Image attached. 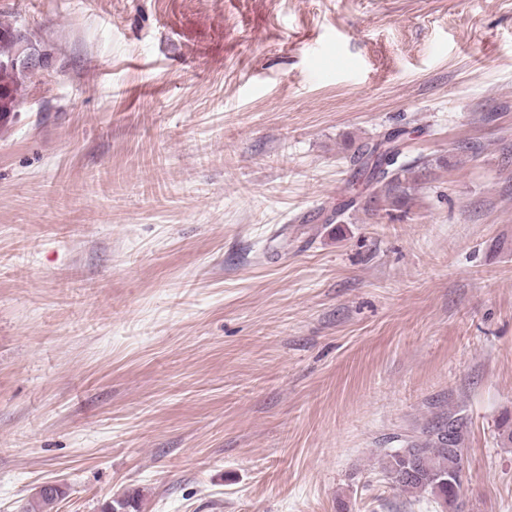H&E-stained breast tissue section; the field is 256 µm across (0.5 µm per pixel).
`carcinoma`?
Here are the masks:
<instances>
[{"label": "carcinoma", "instance_id": "obj_1", "mask_svg": "<svg viewBox=\"0 0 512 512\" xmlns=\"http://www.w3.org/2000/svg\"><path fill=\"white\" fill-rule=\"evenodd\" d=\"M13 26L0 24V119L14 111L23 86L25 70L10 65L18 53V44L11 36ZM396 137L365 146L358 155L359 173L365 185L382 184L387 194L406 193L408 187L401 173L390 167L399 155ZM469 420L459 411L423 428L419 434L400 439L401 447L384 453V470L391 482L405 492L428 493L448 512H462V485L458 475L464 471Z\"/></svg>", "mask_w": 512, "mask_h": 512}]
</instances>
